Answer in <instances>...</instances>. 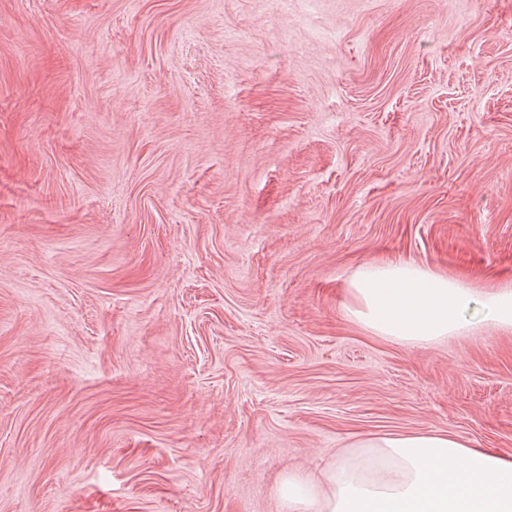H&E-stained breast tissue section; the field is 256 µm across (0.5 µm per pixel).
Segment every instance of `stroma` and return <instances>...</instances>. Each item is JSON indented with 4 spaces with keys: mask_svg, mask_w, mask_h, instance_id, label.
<instances>
[{
    "mask_svg": "<svg viewBox=\"0 0 512 512\" xmlns=\"http://www.w3.org/2000/svg\"><path fill=\"white\" fill-rule=\"evenodd\" d=\"M512 0H0V512H281L358 434L512 454ZM350 314L375 334L401 344H428L462 331L478 303L458 280L407 262L361 267L350 281ZM485 320L501 329H512V290H502L485 304Z\"/></svg>",
    "mask_w": 512,
    "mask_h": 512,
    "instance_id": "1",
    "label": "stroma"
}]
</instances>
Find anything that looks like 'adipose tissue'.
<instances>
[{"label":"adipose tissue","mask_w":512,"mask_h":512,"mask_svg":"<svg viewBox=\"0 0 512 512\" xmlns=\"http://www.w3.org/2000/svg\"><path fill=\"white\" fill-rule=\"evenodd\" d=\"M348 292L351 315L401 344H428L466 328L477 299L462 282L407 262L361 267ZM324 488L302 477L277 489L282 512H512V456L439 431L359 438Z\"/></svg>","instance_id":"ef3b65f1"}]
</instances>
